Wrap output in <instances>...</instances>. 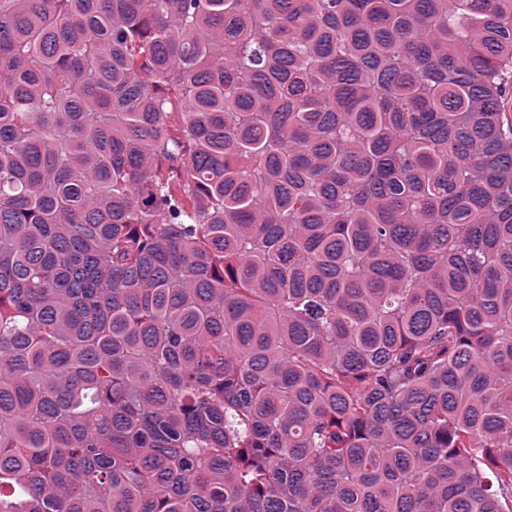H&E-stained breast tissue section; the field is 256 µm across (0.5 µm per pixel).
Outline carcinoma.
I'll use <instances>...</instances> for the list:
<instances>
[{"label":"carcinoma","mask_w":512,"mask_h":512,"mask_svg":"<svg viewBox=\"0 0 512 512\" xmlns=\"http://www.w3.org/2000/svg\"><path fill=\"white\" fill-rule=\"evenodd\" d=\"M512 0H0V512H512Z\"/></svg>","instance_id":"cac0c4a2"}]
</instances>
